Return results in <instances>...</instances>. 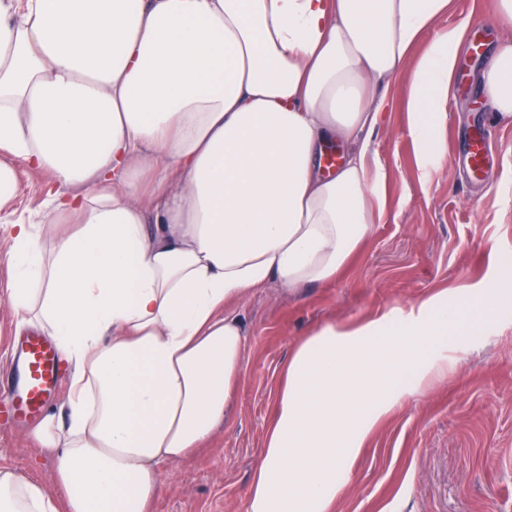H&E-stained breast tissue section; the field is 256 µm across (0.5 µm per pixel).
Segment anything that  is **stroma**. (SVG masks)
Returning <instances> with one entry per match:
<instances>
[{
    "label": "stroma",
    "mask_w": 512,
    "mask_h": 512,
    "mask_svg": "<svg viewBox=\"0 0 512 512\" xmlns=\"http://www.w3.org/2000/svg\"><path fill=\"white\" fill-rule=\"evenodd\" d=\"M495 0H452L437 28L466 26L461 64L448 101L447 153L421 186L400 103L401 71L380 92L391 104L374 134L386 165L389 215L371 225L363 246L336 281L281 296L270 285L239 305L247 334L243 376L232 415L205 448L162 465L152 512H243L251 472L275 410L282 368L294 346L328 323L356 321L437 288L489 282L512 293L499 267L512 258V123L493 121L475 83L503 28ZM486 144L482 171L467 153L474 134ZM15 218L47 215L64 187L15 164ZM479 331L448 376L418 394L374 435L353 467L335 512H512V305L500 316L472 315ZM21 419L0 421V467L52 483L53 455L40 450Z\"/></svg>",
    "instance_id": "stroma-1"
}]
</instances>
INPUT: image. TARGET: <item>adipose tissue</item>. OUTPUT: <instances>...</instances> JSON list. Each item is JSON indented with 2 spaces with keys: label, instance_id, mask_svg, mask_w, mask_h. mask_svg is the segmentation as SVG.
<instances>
[{
  "label": "adipose tissue",
  "instance_id": "adipose-tissue-1",
  "mask_svg": "<svg viewBox=\"0 0 512 512\" xmlns=\"http://www.w3.org/2000/svg\"><path fill=\"white\" fill-rule=\"evenodd\" d=\"M451 0H0V299L71 366L33 437L53 485L0 468V512H150L159 467L226 420L246 331L233 306L334 281L384 223L378 89L409 57L418 178L445 152L465 27ZM512 118V37L476 76ZM342 144L329 176L315 161ZM68 192L13 220L15 161ZM447 289L326 324L286 363L245 512H335L395 412L466 351Z\"/></svg>",
  "mask_w": 512,
  "mask_h": 512
}]
</instances>
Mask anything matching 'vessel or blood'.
I'll return each mask as SVG.
<instances>
[{
  "label": "vessel or blood",
  "instance_id": "1",
  "mask_svg": "<svg viewBox=\"0 0 512 512\" xmlns=\"http://www.w3.org/2000/svg\"><path fill=\"white\" fill-rule=\"evenodd\" d=\"M56 350L38 336L28 337L22 347V370L18 380L0 391L11 414L25 419L38 417L57 383Z\"/></svg>",
  "mask_w": 512,
  "mask_h": 512
}]
</instances>
